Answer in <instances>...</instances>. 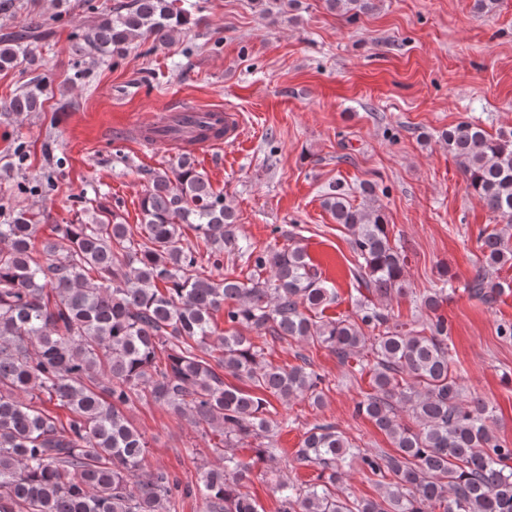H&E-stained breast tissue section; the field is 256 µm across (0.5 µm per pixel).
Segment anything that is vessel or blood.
I'll list each match as a JSON object with an SVG mask.
<instances>
[{"label":"vessel or blood","instance_id":"b4317fda","mask_svg":"<svg viewBox=\"0 0 512 512\" xmlns=\"http://www.w3.org/2000/svg\"><path fill=\"white\" fill-rule=\"evenodd\" d=\"M178 111L183 117L191 120L200 117L205 118L208 124L223 129V136H211L201 140L196 138L194 132L191 131L175 139L163 136L161 130L166 124L167 116L161 113L150 121L134 125L128 132L129 137H131L138 146L147 149L163 144L196 153L204 149L217 148L226 143L230 144L236 142L241 136L242 121L240 115L237 113L229 112L221 108H212L203 111L198 109L193 103L186 101L179 105Z\"/></svg>","mask_w":512,"mask_h":512}]
</instances>
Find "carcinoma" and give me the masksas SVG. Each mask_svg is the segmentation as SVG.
Wrapping results in <instances>:
<instances>
[{
  "label": "carcinoma",
  "mask_w": 512,
  "mask_h": 512,
  "mask_svg": "<svg viewBox=\"0 0 512 512\" xmlns=\"http://www.w3.org/2000/svg\"><path fill=\"white\" fill-rule=\"evenodd\" d=\"M177 0H130L73 35L79 57L120 58L129 45L173 42L187 24ZM331 12L354 19L368 0H325ZM28 30L0 36V70L32 64ZM36 83L0 105L17 116L35 112ZM467 188L491 213L512 223V131L496 136L461 123L444 133ZM351 233L357 280L369 294L407 293L406 255L389 236L382 209L355 206L332 184L323 199ZM141 224L123 223L102 206L80 224H57L41 243L25 212L0 224V512H177L183 498L204 512H261L246 491L254 461L273 459L281 429L269 397H303L318 406L323 378L307 366H274L239 332L221 337V356L206 348L214 315L261 338L309 341L341 359L371 347L374 393L355 411L393 442L396 453H364L331 424L304 433L296 460L319 467L315 482L278 485L280 512H512V444L496 438L492 409L464 402L450 370L448 299L442 286L422 296L433 313L429 335L388 325L381 308L359 304L356 319H323L336 299L306 250L259 248L238 239L237 216L192 157L169 173H147ZM196 232L203 249L183 244ZM236 243L253 264L245 279L223 273L224 244ZM485 265L466 284L491 304L499 285L487 268L512 260L503 235L482 238ZM248 384L228 385L216 368ZM65 407L64 425L41 408ZM152 401L189 416L203 432L219 433L214 451L224 463L200 468L196 482L149 470L148 442L124 413ZM410 413L406 423L398 411ZM249 447L244 459L228 449ZM357 457L365 469L393 480L380 499L336 492L343 465Z\"/></svg>",
  "instance_id": "obj_1"
}]
</instances>
